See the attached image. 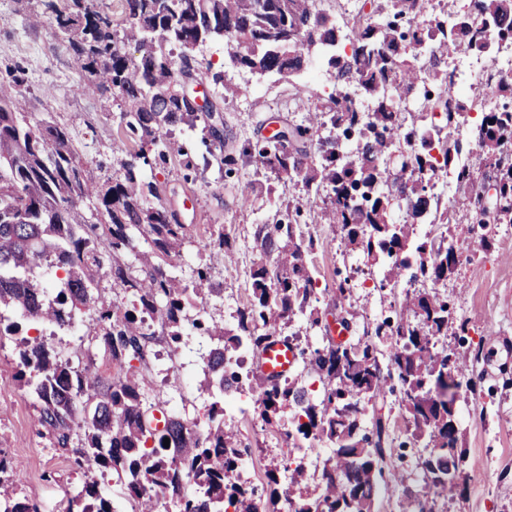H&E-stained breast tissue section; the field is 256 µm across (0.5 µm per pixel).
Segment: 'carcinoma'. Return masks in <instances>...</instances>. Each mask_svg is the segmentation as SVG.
<instances>
[{
  "mask_svg": "<svg viewBox=\"0 0 512 512\" xmlns=\"http://www.w3.org/2000/svg\"><path fill=\"white\" fill-rule=\"evenodd\" d=\"M317 2L124 0L119 26L95 0L48 3L57 37L75 50L89 75L80 91L102 97L116 90L122 97L123 136L131 146L119 174L104 181L96 175L104 161L93 168L84 163L71 131L37 117L14 92L21 77L0 83V318L16 312L46 326L87 323L103 346L98 364L82 362L78 354L65 357L32 338L18 343L15 378L36 397L38 423L53 446L85 476L67 512H116L93 477L107 469L120 477L133 512H155L164 493L178 498L179 512H373L390 447L377 403L393 379L401 386L411 435L429 448L421 460L423 484L405 493L402 512L425 509L422 499L459 478L461 431L448 408V390L458 387L464 361L437 348L456 319L448 298L423 285L453 274L462 257L455 241L468 252L487 250L490 242L476 228L512 224V106L484 113L466 149L424 121L441 112L451 126L464 115L442 63L454 55L493 52L490 30L501 41L512 40V0H476L451 27L445 11L420 20L425 0H372L370 12L343 30ZM208 39L224 42L231 65L285 78L303 69L311 57L306 45L314 39V47L329 54L333 91L304 123L247 140L238 156H226L221 108L204 111L178 94L185 82L222 80L194 55ZM354 86L372 102L363 120ZM410 99L420 102V119L406 125L397 112ZM198 132L208 147L200 164L185 148ZM395 148L399 161L387 168L385 157ZM434 150L445 166L464 150L471 157L456 167L468 215L463 230L456 215L439 210L432 198ZM172 158L195 175L214 163L229 175L239 158L306 191L305 200L256 225L255 243L268 264L252 273L250 298L231 328L207 308L213 266H197L188 282L180 276L186 225L144 178L143 167ZM394 201L405 207L402 224L391 222ZM306 210L317 213L319 224L338 225L346 245L367 258L389 260L385 280L422 284L406 291L396 321L387 318L374 329V337L391 339L387 365L369 336L299 350L303 369L321 384L317 396L296 377L269 383L238 361L245 349H261L300 316L312 329L322 326L309 308L307 257L316 242L300 227ZM430 215L433 223L447 225L448 236L422 242L415 225ZM143 242L152 253L140 250ZM50 258L65 273L55 301L45 299L41 278ZM103 282L131 295V303L121 307L109 300ZM154 321L167 331L172 363L187 346L188 328L209 341L199 380L210 398L207 424L166 416L162 429L153 426L155 407L144 403L143 390ZM244 378L256 386L264 421L272 423L289 408V440L327 445L318 474L299 462L288 468L282 490L278 463L266 471L264 497L242 478L249 449L240 447L235 425L224 421V397L239 391ZM311 479L320 489L315 498L300 490ZM187 484L194 491L184 499ZM0 512H34L2 456Z\"/></svg>",
  "mask_w": 512,
  "mask_h": 512,
  "instance_id": "1",
  "label": "carcinoma"
}]
</instances>
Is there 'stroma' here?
I'll return each instance as SVG.
<instances>
[{"mask_svg":"<svg viewBox=\"0 0 512 512\" xmlns=\"http://www.w3.org/2000/svg\"><path fill=\"white\" fill-rule=\"evenodd\" d=\"M34 13L41 17L36 26L29 21ZM197 56L211 62L213 71L223 73L224 84L239 89L238 96L226 102L222 99L224 85L210 88L212 101L220 104L224 113L229 134L224 151L228 154L235 153L244 141L263 135L266 127L303 123L311 96L326 92L325 86L306 72L276 81L254 76L242 80L239 69L226 66L220 41L204 43ZM17 70L24 78L19 90L31 111L67 125L77 139L81 158L87 162L109 159L110 166L102 175H115L119 166L113 143L120 128V99L74 94V87L86 74L69 47L57 41L45 0H0V81H10ZM254 171V165L238 164L230 177L222 179L211 168L187 182L175 160L144 170L147 180L162 188L166 204L187 193L197 199L196 213L178 215L193 242L183 253L189 266L209 260L208 252L197 251V243L213 242L222 235L231 241L233 261L216 263L214 292L208 297L211 315L228 327L234 325L237 309L248 298L253 271L266 261L254 240L256 224L273 214L275 198L303 193L302 187L280 184L275 197L258 200L256 211L243 209L239 193L253 180ZM302 230L316 240L309 256L313 276L310 305L324 322H336V288L346 277L351 280L347 304L365 313L364 319L346 331L347 339L357 340L364 327L395 317L406 284L380 287L382 267L368 266L359 253L342 250L340 228L308 223ZM484 232L491 241L490 249L462 259L439 288L451 299L457 321L465 325L457 335L447 337L445 344L466 355L469 363L458 378L455 401L462 431L459 485L432 495L427 512H512V224H489ZM15 359L14 339H0V453L12 459L13 478L29 503L37 512H49L53 488L77 482L80 475L60 467L62 454L51 447L37 423L34 398L14 379ZM382 412L390 422L391 447L383 465L389 489L378 496L375 512H400L403 494L416 489L422 479L420 461L427 450L423 441L410 437L400 392L386 395ZM228 416L238 425L243 446L250 450V482L257 487H265L272 459L309 454L308 448L294 447L284 436L292 425L290 411H283L270 426L253 402L230 410Z\"/></svg>","mask_w":512,"mask_h":512,"instance_id":"1","label":"stroma"}]
</instances>
